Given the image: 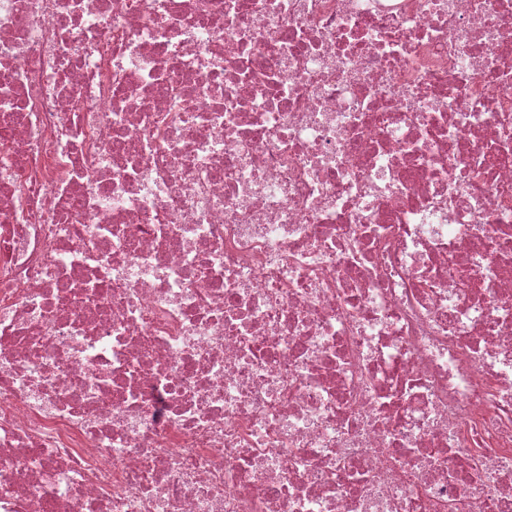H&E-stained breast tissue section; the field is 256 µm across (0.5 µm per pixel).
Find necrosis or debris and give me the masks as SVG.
I'll return each instance as SVG.
<instances>
[{
  "label": "necrosis or debris",
  "instance_id": "necrosis-or-debris-1",
  "mask_svg": "<svg viewBox=\"0 0 512 512\" xmlns=\"http://www.w3.org/2000/svg\"><path fill=\"white\" fill-rule=\"evenodd\" d=\"M512 512V0H0V512Z\"/></svg>",
  "mask_w": 512,
  "mask_h": 512
}]
</instances>
